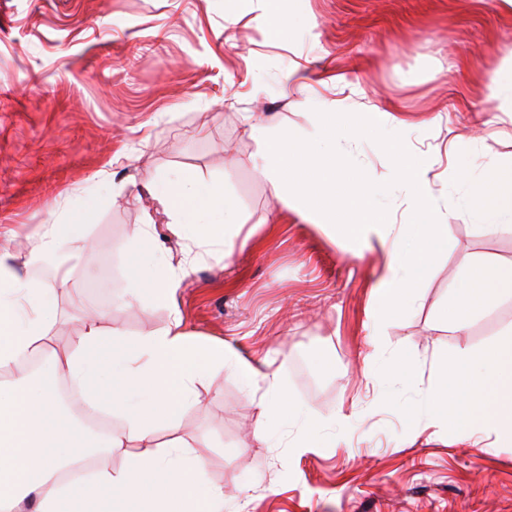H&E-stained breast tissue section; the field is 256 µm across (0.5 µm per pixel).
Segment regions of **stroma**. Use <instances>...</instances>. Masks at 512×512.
I'll return each instance as SVG.
<instances>
[{
	"label": "stroma",
	"mask_w": 512,
	"mask_h": 512,
	"mask_svg": "<svg viewBox=\"0 0 512 512\" xmlns=\"http://www.w3.org/2000/svg\"><path fill=\"white\" fill-rule=\"evenodd\" d=\"M496 2L288 0L297 22L274 43L261 10L230 22L225 0H0V242L37 263L42 226L77 211L91 244L52 260L54 345L80 333L85 303L130 339L169 325L150 296L127 301L141 254L130 238L154 209L155 182L185 170L225 181L255 229L231 257L201 248L176 294L189 331L268 365L294 406L256 438L264 410L223 372L186 410L180 433L205 441L224 512H512V446L458 439L426 401L439 351L483 350L512 331V297L462 336L437 315L468 265L512 260V234L453 216L472 183L512 160V112L489 94L512 51V12ZM295 67L306 91L284 82ZM327 100L364 115L397 105L403 138L433 161L448 250L404 315H370L380 248L345 253L274 200L251 163L253 124L308 134ZM337 147L375 181L392 177L372 140ZM101 275L118 282L88 288ZM403 356L415 379L384 374ZM306 439L312 448L297 452Z\"/></svg>",
	"instance_id": "obj_1"
}]
</instances>
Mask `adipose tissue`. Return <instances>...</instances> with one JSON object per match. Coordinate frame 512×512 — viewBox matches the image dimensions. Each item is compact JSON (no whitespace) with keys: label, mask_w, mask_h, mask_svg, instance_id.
Masks as SVG:
<instances>
[{"label":"adipose tissue","mask_w":512,"mask_h":512,"mask_svg":"<svg viewBox=\"0 0 512 512\" xmlns=\"http://www.w3.org/2000/svg\"><path fill=\"white\" fill-rule=\"evenodd\" d=\"M257 5L269 38L282 41L291 23L285 0H226L227 15L233 20ZM150 194L179 237L232 255L244 220L238 199L223 183L183 172L156 183ZM457 215L478 216L499 230L511 222L512 162L478 184ZM26 268L0 247V512H222L223 488L207 480L196 441L178 434L182 415L200 403L202 387L226 370L261 392L266 423L257 434L270 436L292 412L275 378L259 387L257 368L223 343L185 331L175 312L168 328L129 340L88 311L79 336L52 346L56 292L27 276ZM186 275V267L144 255L131 273L130 297L139 300L146 290L174 311ZM42 358L47 364L40 372L20 371L23 361ZM436 369L428 392L435 419L447 424L449 406L463 400L458 386L474 380L483 405L457 421L459 437L511 445L512 336L477 354L440 355ZM65 382L79 391L86 417L117 416L120 425L95 433L65 413L59 400ZM164 429L174 434L165 446L154 440ZM119 448L127 455L116 470L111 460ZM88 458L95 461L92 468L64 478V470Z\"/></svg>","instance_id":"adipose-tissue-1"}]
</instances>
